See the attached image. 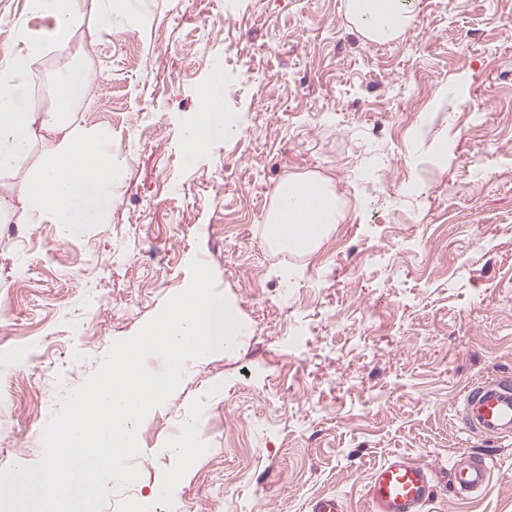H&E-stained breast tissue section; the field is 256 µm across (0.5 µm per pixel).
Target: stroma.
Instances as JSON below:
<instances>
[{
	"instance_id": "obj_1",
	"label": "stroma",
	"mask_w": 512,
	"mask_h": 512,
	"mask_svg": "<svg viewBox=\"0 0 512 512\" xmlns=\"http://www.w3.org/2000/svg\"><path fill=\"white\" fill-rule=\"evenodd\" d=\"M343 2L116 0L106 32L86 0L63 52L51 18L0 0V50L20 17L44 46L33 99L80 59L75 125L130 155L81 234L0 223V469L39 460L61 394L187 287L197 257L249 333L148 414L141 477L103 512H308L327 493L369 512L370 471L394 453L432 471L429 512H512V438L454 421L470 385L512 374V0H419L379 45ZM218 78L234 122L185 163ZM444 86L458 95L442 106ZM292 174L327 180L344 218L284 260L264 227ZM188 428L189 463L173 453ZM473 454L492 479L462 499L448 464Z\"/></svg>"
}]
</instances>
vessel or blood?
Listing matches in <instances>:
<instances>
[{
	"label": "vessel or blood",
	"mask_w": 512,
	"mask_h": 512,
	"mask_svg": "<svg viewBox=\"0 0 512 512\" xmlns=\"http://www.w3.org/2000/svg\"><path fill=\"white\" fill-rule=\"evenodd\" d=\"M456 418L461 431L479 440L512 437V378L502 376L471 386L464 394ZM456 494L485 490L491 468L481 456L450 464ZM431 471L410 458L395 455L377 466L365 486L370 512H424L434 497Z\"/></svg>",
	"instance_id": "vessel-or-blood-1"
}]
</instances>
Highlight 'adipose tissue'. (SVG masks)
Instances as JSON below:
<instances>
[{"label": "adipose tissue", "mask_w": 512, "mask_h": 512, "mask_svg": "<svg viewBox=\"0 0 512 512\" xmlns=\"http://www.w3.org/2000/svg\"><path fill=\"white\" fill-rule=\"evenodd\" d=\"M34 11L55 21L56 43L66 48L85 12V0H31ZM347 19L368 42L399 38L416 20L414 0H346ZM22 46L10 51L0 68V172L10 171L30 154L41 133L60 139L44 152L21 184L27 221L52 218L80 234L86 225L101 221L112 203V185L123 156L112 151L96 131L73 127L89 79L87 70L70 62L55 78L54 106L43 110L30 95L26 77L39 56L40 43L21 33ZM224 133V87L213 82L199 96L198 119L184 131L187 161ZM342 216L338 199L325 183L307 176H291L276 190L266 221L288 233L294 249L311 252Z\"/></svg>", "instance_id": "1"}]
</instances>
